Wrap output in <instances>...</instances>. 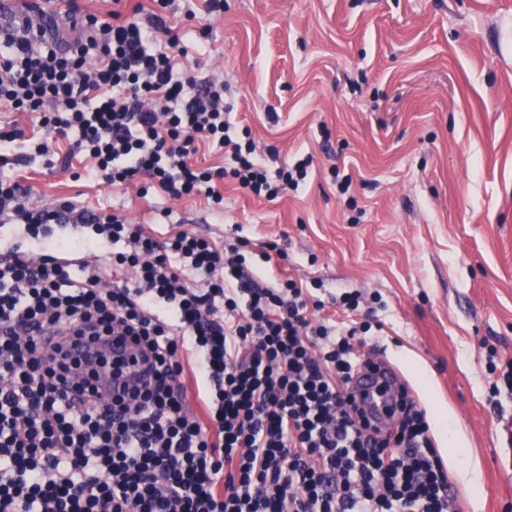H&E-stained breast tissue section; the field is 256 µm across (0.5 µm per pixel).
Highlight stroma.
Here are the masks:
<instances>
[{"instance_id":"stroma-1","label":"stroma","mask_w":512,"mask_h":512,"mask_svg":"<svg viewBox=\"0 0 512 512\" xmlns=\"http://www.w3.org/2000/svg\"><path fill=\"white\" fill-rule=\"evenodd\" d=\"M200 6L173 4L186 66L223 81L257 160L311 157L298 188L267 200L228 179L219 208L140 198L77 155L15 168L21 203L116 210L160 238L276 242L285 257L254 260L259 277L309 289L325 304L317 321L360 294L354 318L373 324L361 351L400 371L453 492L467 512H512V398L488 401L490 363L512 359V0H224L185 19Z\"/></svg>"}]
</instances>
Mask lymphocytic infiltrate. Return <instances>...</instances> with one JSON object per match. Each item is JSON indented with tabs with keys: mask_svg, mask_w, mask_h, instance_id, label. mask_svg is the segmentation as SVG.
Wrapping results in <instances>:
<instances>
[{
	"mask_svg": "<svg viewBox=\"0 0 512 512\" xmlns=\"http://www.w3.org/2000/svg\"><path fill=\"white\" fill-rule=\"evenodd\" d=\"M110 19L82 12L85 36L54 47L46 14L0 25V109L37 112L48 132L74 137L89 176L138 184L171 199L221 205L224 179L278 197L307 176V160L259 162L236 135L224 84L178 74L179 36L157 0ZM0 129V223L32 239L53 225L91 228L74 241L94 262L0 251V512H460L425 414L401 408L397 430L361 418L349 384L367 322L312 323L293 279L263 283L249 242L145 225L63 201L26 208L8 166L51 159L49 140ZM230 152L232 168L193 163L200 145ZM113 335L147 376L100 398L73 375L69 344ZM206 407L189 405L186 374Z\"/></svg>",
	"mask_w": 512,
	"mask_h": 512,
	"instance_id": "lymphocytic-infiltrate-1",
	"label": "lymphocytic infiltrate"
}]
</instances>
